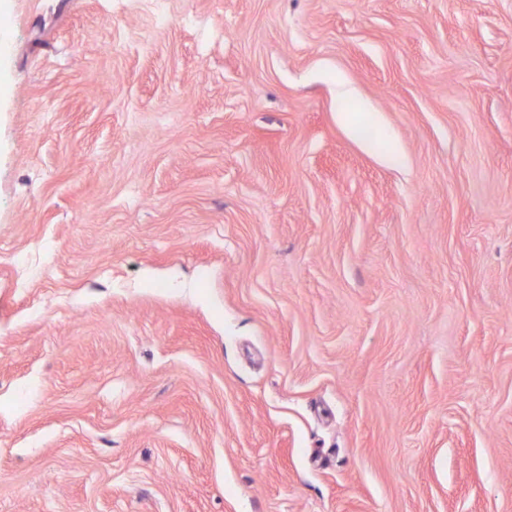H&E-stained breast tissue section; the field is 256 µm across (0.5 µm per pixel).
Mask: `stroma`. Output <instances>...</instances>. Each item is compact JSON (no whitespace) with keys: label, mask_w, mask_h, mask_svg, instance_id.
<instances>
[{"label":"stroma","mask_w":512,"mask_h":512,"mask_svg":"<svg viewBox=\"0 0 512 512\" xmlns=\"http://www.w3.org/2000/svg\"><path fill=\"white\" fill-rule=\"evenodd\" d=\"M0 70V512H512V0H0Z\"/></svg>","instance_id":"1"}]
</instances>
